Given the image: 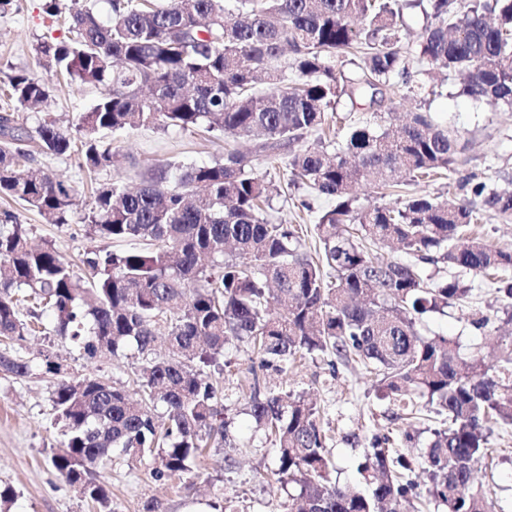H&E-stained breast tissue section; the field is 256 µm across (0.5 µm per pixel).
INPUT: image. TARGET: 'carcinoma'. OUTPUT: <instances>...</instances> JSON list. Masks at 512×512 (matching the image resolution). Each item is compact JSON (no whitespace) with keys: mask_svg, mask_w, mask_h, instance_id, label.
<instances>
[{"mask_svg":"<svg viewBox=\"0 0 512 512\" xmlns=\"http://www.w3.org/2000/svg\"><path fill=\"white\" fill-rule=\"evenodd\" d=\"M70 2L69 37L37 39L45 75L13 71L3 81L15 111L0 113V197L49 224L69 223L78 190L31 163L37 153L67 154L76 134L90 171L119 162L106 133L141 127H202L234 141L261 135L263 148L276 151L336 125L340 98L379 106L382 88L408 74L400 0H109L106 23L88 0ZM455 2L411 3L434 20L419 35L430 65L419 94H441L451 75L458 95L512 109V0ZM353 49L359 60L337 74L334 59ZM47 75L100 90L70 127L43 110ZM464 150L424 110L396 130L355 124L340 141L320 137L289 154L287 186L335 202L317 218L316 259L300 250L294 225L271 221L280 188L236 148L207 165L170 164L133 189L96 188L84 214L90 234L145 248L87 250L79 272L51 243L31 245L13 213L1 212L0 376L32 375L20 353L39 319L34 309L23 314L29 302L51 312L55 335L89 359L131 347L141 356L134 400L41 354L44 373L57 377L54 425L64 436L53 470L98 512H112L103 474L115 454L152 458L156 480L192 472L201 449L224 440L223 395L205 369H221L232 336L253 347L267 372L303 354L333 357V370L357 360L380 375L378 397L398 408L394 416L422 400L443 417L424 452L425 491L412 479L415 435L407 430L401 449L373 436L357 466L365 493L331 481L316 404L254 377L249 413L274 436L279 482L299 487L295 512H411L424 493L436 512H491L474 475L491 425L512 424V336L492 369L446 336H421L418 325L467 298L466 274L493 277L495 292L512 298V251L467 236L479 206L512 216V189L478 181L462 202L407 193L371 207L356 197L364 182L403 191L449 172ZM367 241L398 244L418 263H446L457 274L425 277L415 265L373 256ZM229 247L253 264L237 263ZM189 279L198 287L187 296ZM160 335L168 337L163 356L154 352Z\"/></svg>","mask_w":512,"mask_h":512,"instance_id":"carcinoma-1","label":"carcinoma"}]
</instances>
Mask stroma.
<instances>
[{"instance_id": "stroma-1", "label": "stroma", "mask_w": 512, "mask_h": 512, "mask_svg": "<svg viewBox=\"0 0 512 512\" xmlns=\"http://www.w3.org/2000/svg\"><path fill=\"white\" fill-rule=\"evenodd\" d=\"M45 0H16L11 11L0 15V69L7 67L39 73L34 50L44 33L66 38L68 30L61 18L48 16ZM50 110L61 121L75 119L87 111L99 92L76 84L69 86L50 81ZM385 101L373 108H352L341 99L339 111L349 123L370 122L389 125L417 111L419 102L410 96L402 82H394L384 92ZM436 120L466 142L455 171L448 176L421 181L418 192L443 199H464L463 179L477 175L488 186L502 189L512 186V112L494 108L481 101L447 94L430 101ZM122 159L115 166L94 173L82 166L78 150L63 156L38 155L35 167L67 177L80 187L93 183H139L148 171L170 162L208 164L223 158L231 139L200 131L176 129H131L114 139ZM301 191L273 202L276 220L294 224L301 249L315 255L319 243L314 233L319 212L333 207L331 199H315L312 211L302 210ZM16 214L33 243L51 242L72 264H79L88 248L106 247V240L90 236L82 221L83 207H74L69 223L48 224L35 211L20 203L0 200V210ZM472 291L465 303L449 307L447 314L435 315L420 327L422 335H445L456 339L464 355H476L487 366H497L498 329L512 319V299L498 296L482 278L468 275ZM488 315L493 324L487 335H474L468 324L472 313ZM42 334L30 337L22 353L37 358L39 352L57 353L71 373L92 374L135 392L134 379L140 367L136 350L114 357L101 355L84 358L59 337L51 335L54 325L50 313H43ZM224 356L231 365L211 379L224 393V414L229 423L228 439L222 447H208L196 459L192 473L169 480H155L150 458L114 461L107 474L114 512H142L145 501L154 499L162 512H214L217 503H230L233 512H291L292 487L277 482L276 454L264 429L258 428L248 414L250 368L257 359L248 343L230 340ZM270 387L305 395L316 402L327 434V448L336 465L340 482L354 481L357 464L374 434L392 430L401 436L406 422L392 420L388 401L376 396V375L363 364L352 362L330 368L325 356H305L282 374H261ZM51 376L34 373L22 381L0 379V490L12 488L16 497L10 512H91L89 503L52 469L50 458L62 440L54 424ZM491 452L479 464L474 485L492 501L496 512H512V426L493 428L489 436Z\"/></svg>"}]
</instances>
